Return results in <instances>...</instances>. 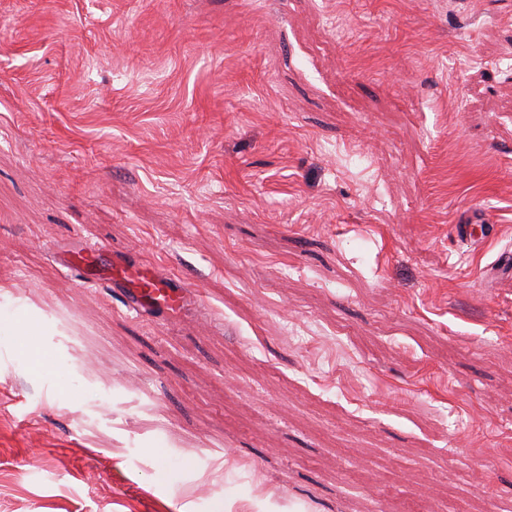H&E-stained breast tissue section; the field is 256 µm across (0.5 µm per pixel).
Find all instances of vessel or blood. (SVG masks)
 <instances>
[{
	"label": "vessel or blood",
	"instance_id": "obj_1",
	"mask_svg": "<svg viewBox=\"0 0 512 512\" xmlns=\"http://www.w3.org/2000/svg\"><path fill=\"white\" fill-rule=\"evenodd\" d=\"M107 274L126 310L135 314L146 307L176 308L188 287L184 277L157 273L153 265L142 261L113 260Z\"/></svg>",
	"mask_w": 512,
	"mask_h": 512
}]
</instances>
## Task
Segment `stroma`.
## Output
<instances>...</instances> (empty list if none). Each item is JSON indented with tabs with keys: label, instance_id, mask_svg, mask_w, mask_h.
<instances>
[{
	"label": "stroma",
	"instance_id": "1",
	"mask_svg": "<svg viewBox=\"0 0 512 512\" xmlns=\"http://www.w3.org/2000/svg\"><path fill=\"white\" fill-rule=\"evenodd\" d=\"M507 245L512 0H0V512H512ZM107 274L112 288L128 312L140 314V308L154 307L173 310L184 299L188 282L174 274H158L152 264L142 261L112 260Z\"/></svg>",
	"mask_w": 512,
	"mask_h": 512
}]
</instances>
